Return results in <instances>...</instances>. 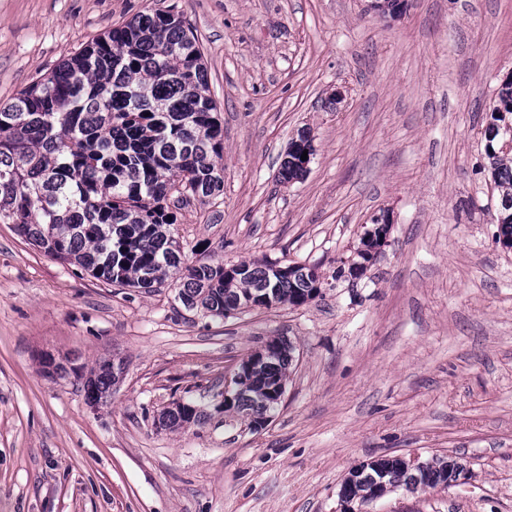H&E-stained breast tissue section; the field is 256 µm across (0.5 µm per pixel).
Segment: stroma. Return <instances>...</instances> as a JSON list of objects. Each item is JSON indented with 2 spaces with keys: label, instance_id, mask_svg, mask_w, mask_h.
I'll use <instances>...</instances> for the list:
<instances>
[{
  "label": "stroma",
  "instance_id": "stroma-1",
  "mask_svg": "<svg viewBox=\"0 0 512 512\" xmlns=\"http://www.w3.org/2000/svg\"><path fill=\"white\" fill-rule=\"evenodd\" d=\"M0 0V101L138 13L182 14L224 129V193L177 213L225 265L318 267L319 297L225 318L174 288H120L0 224V512H337L349 469L447 455L448 489L373 512H512V252L495 239L483 129L512 74V0ZM303 180L280 162L298 131ZM388 243L349 266L373 216ZM294 347L283 402L253 430L224 378L267 340ZM70 373L43 372L45 357ZM107 404L83 389L103 361ZM201 424L168 430L173 402ZM305 131V134L304 135H301V131L299 132L298 134V140L304 142V143H301L300 141H295L296 144H301V147H302V151H301V154H303V151L304 150H308V158L307 160H304L303 163H302V160L300 158V155H299V151L300 149H297V150H293V146L295 145L293 142H291L288 146V160L287 159H284L283 162L281 163V166H280V169H279V180L281 183H284L285 184H289V183H292V182H297L299 180H302L308 170H305L308 169V166H309V163L311 161V157H312V150L311 149H314L313 147H310L307 146V145H312V141H313V138H309L311 136L310 134V131H307V130H303ZM313 146V145H312ZM305 167H303V166ZM288 181V182H287ZM372 224H374V228L368 231L369 235L373 237V239L376 240L377 246L375 249L371 252V258L368 262H362L363 265H366L368 263H371L375 260L377 255L381 252L382 247L385 245L387 241V236L390 230V218L388 214L383 212L382 214L373 217ZM360 266L359 267V274L355 275L356 277L362 276L364 272L367 270L366 266ZM121 367L115 368L111 362L99 366L97 371H93L85 379L83 388L86 399L91 404H97L106 401L112 394V386L116 384ZM203 416L195 405L189 402L173 403V407L164 410L159 418V424L166 428H180L185 425L199 423Z\"/></svg>",
  "mask_w": 512,
  "mask_h": 512
}]
</instances>
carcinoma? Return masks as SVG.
I'll return each mask as SVG.
<instances>
[{
  "instance_id": "1",
  "label": "carcinoma",
  "mask_w": 512,
  "mask_h": 512,
  "mask_svg": "<svg viewBox=\"0 0 512 512\" xmlns=\"http://www.w3.org/2000/svg\"><path fill=\"white\" fill-rule=\"evenodd\" d=\"M491 122L512 121V78L497 92ZM203 56L193 30L170 11L140 13L62 60L47 76L0 103V224H13L46 256L75 265L121 288L178 289L188 309L225 317L240 311L259 288L278 305L301 306L320 294L314 267L292 276L274 263H192L171 227L192 199L224 190V134L214 116ZM498 202L512 201V152L486 151ZM307 170L288 146L280 182ZM497 241L512 242V211L497 209ZM293 347L280 337L252 357L257 369L233 411L255 428L279 404L268 389L288 379ZM121 368L107 362L83 388L91 404L112 394ZM189 402L173 403L159 424L180 428L201 421ZM368 470L394 486L412 479L392 456Z\"/></svg>"
}]
</instances>
